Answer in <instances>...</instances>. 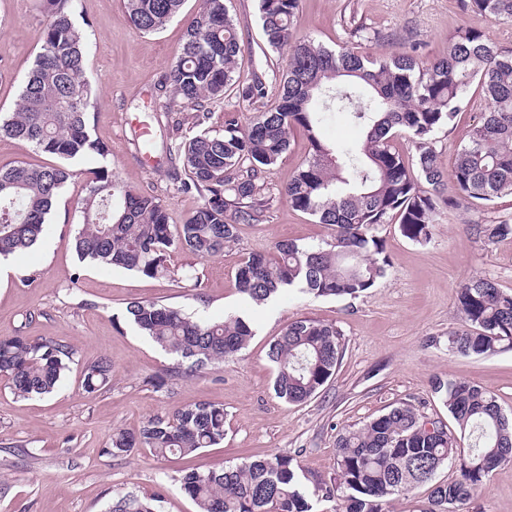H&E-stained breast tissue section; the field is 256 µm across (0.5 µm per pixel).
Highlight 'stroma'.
Instances as JSON below:
<instances>
[{
	"mask_svg": "<svg viewBox=\"0 0 512 512\" xmlns=\"http://www.w3.org/2000/svg\"><path fill=\"white\" fill-rule=\"evenodd\" d=\"M201 0H184L180 14L156 34L130 22L123 0H75L72 19L87 36L86 77L98 91L91 119L93 134L107 148L71 161V177L61 188L46 231L32 252L13 259L15 273L0 279V337L24 334L74 346L76 357L52 396L17 398L0 377V512H107L113 497L158 492L162 512H198L179 488L187 471L205 472L246 458L274 454L295 458L300 481L314 493L316 481L336 478V436L410 402L430 417L448 411L432 392L434 378L455 377L492 392L512 413V350L493 356L449 354L448 333L461 324L456 309L459 285L476 275L512 289V237L480 239L473 227L491 220L512 222V196L484 206L441 207L428 244L401 236L385 224L383 240L391 267L385 278L355 298H316L290 291L256 307L237 292L235 272L249 255H274L283 240L314 245L332 228L295 210L284 187L309 156L306 132L291 131L287 154L274 168V201L262 224H242L224 253L201 260L170 249L167 274L154 278L80 260L74 235L82 222V202L93 171L108 166L131 188L155 195L171 224H182L200 205L194 193H174L168 161L143 165L132 129L147 124L155 144L190 124L185 112L149 113L145 98L174 61L186 28ZM245 45L238 71L249 78L260 69L278 70L287 55L268 49L256 0H228ZM43 16L37 0H0V113L16 109L23 82L41 50ZM459 0H303L294 20L297 36L328 48L359 45L382 55L417 49L424 59L443 56L451 33L474 24ZM452 126L439 130L434 145L444 171H451L457 146L485 110L480 91ZM325 140L356 146L363 137L349 111L323 114ZM153 300L209 320L237 313L249 318L255 334L240 356L190 377L169 378L156 388L149 380L167 376L173 359L143 336L127 318L133 301ZM310 318L342 333L343 357L335 375L314 398L288 405L273 392L274 368L267 352L289 322ZM107 358L109 385L81 390L86 363ZM223 406L225 437L213 448L188 456L161 458L136 448L108 454L112 435L135 432L152 416L167 415L196 402ZM459 512H512V462L490 474Z\"/></svg>",
	"mask_w": 512,
	"mask_h": 512,
	"instance_id": "stroma-1",
	"label": "stroma"
}]
</instances>
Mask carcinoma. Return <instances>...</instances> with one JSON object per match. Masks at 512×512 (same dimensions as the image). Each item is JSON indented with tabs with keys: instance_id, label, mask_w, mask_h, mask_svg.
<instances>
[{
	"instance_id": "carcinoma-1",
	"label": "carcinoma",
	"mask_w": 512,
	"mask_h": 512,
	"mask_svg": "<svg viewBox=\"0 0 512 512\" xmlns=\"http://www.w3.org/2000/svg\"><path fill=\"white\" fill-rule=\"evenodd\" d=\"M45 14L41 52L24 82L14 112L0 118V136L29 143L64 164L0 168V256L31 250L46 230L53 201L72 175L65 163L88 154L106 156L91 133L97 92L85 78V42L72 20L73 0H39ZM302 0H258L265 44L287 51L282 73L237 76L243 42L226 0H202L186 28L175 61L160 82L165 108L195 112L199 131L166 144L170 162L185 178L176 193L195 191L202 204L182 224L169 223L159 200L118 180L106 166L96 171L82 203L83 222L75 235L79 258L155 277L168 271L172 246L197 258L224 253L237 240V225L267 221L273 201L269 178L289 147L291 130L308 133L311 154L284 193L296 210L334 227L316 245H276V255L252 254L235 273L239 293L263 305L286 289L319 297H356L387 274L378 227L398 224L402 237L424 245L432 238L439 204H490L512 195V47L492 42L484 27L472 25L448 38L447 53L422 61L416 50L373 56L348 45L330 50L297 38L293 23ZM183 0H125L132 25L144 34L159 32ZM483 22L512 24V0H462ZM374 95L351 111L365 129L355 149L337 151L317 131L324 107L346 108L355 86ZM484 95L483 120L457 147L452 170L443 173L433 148L435 133L449 126L467 106L472 85ZM277 102L246 127L224 115V130L202 128L208 102L232 96L255 104L269 88ZM399 132L414 147L406 164L392 146ZM478 235L495 241L512 236V224H478ZM461 327L448 332V353L493 355L512 349V291L491 278L475 276L457 291ZM130 320L163 351L181 359L176 375H194L246 348L254 329L243 317L222 321L194 318L184 309L155 301L132 302ZM76 354L64 343L30 336L0 337V376L20 398L43 397L59 386ZM343 354L334 325L302 318L288 324L269 347L273 391L289 405L307 402L335 374ZM110 364L100 358L84 366L87 393L109 383ZM432 391L442 400L457 431L422 426L424 415L401 402L386 413L336 438L337 478L320 483V500L334 512H390L394 501L413 489L430 488L429 512H448L468 500L501 463L512 460V416L494 394L461 379H436ZM224 407L201 402L153 417L136 432L118 431L106 452L119 456L137 447L157 457L190 455L224 441ZM455 475L438 481L445 465ZM287 455L225 464L207 472L190 471L180 489L199 512H316ZM161 496L125 494L108 512H160Z\"/></svg>"
}]
</instances>
